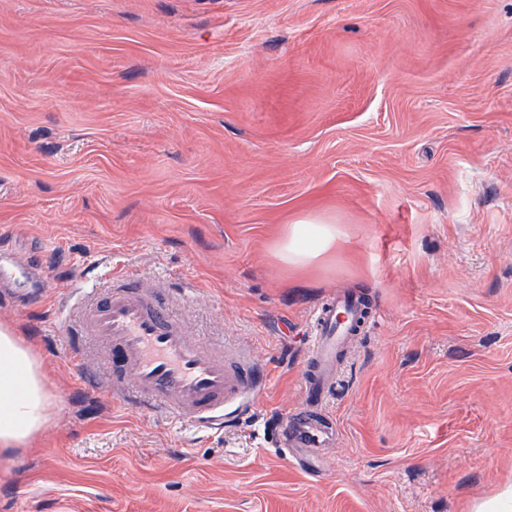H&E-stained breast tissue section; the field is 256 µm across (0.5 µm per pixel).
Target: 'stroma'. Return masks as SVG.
<instances>
[{
    "instance_id": "stroma-1",
    "label": "stroma",
    "mask_w": 512,
    "mask_h": 512,
    "mask_svg": "<svg viewBox=\"0 0 512 512\" xmlns=\"http://www.w3.org/2000/svg\"><path fill=\"white\" fill-rule=\"evenodd\" d=\"M344 243L305 277L285 224ZM0 300L57 408L0 512H470L512 483V0H0ZM198 293L189 324L271 375L219 433L85 386L50 304L104 267ZM369 318L320 412L275 448L330 295ZM336 222L328 216L305 213L286 224L274 246L278 260L292 273H304L336 253L342 243ZM0 281L11 284L19 294H27L33 287V268L15 260L11 254L0 255Z\"/></svg>"
}]
</instances>
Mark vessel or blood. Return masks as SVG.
<instances>
[{"label": "vessel or blood", "instance_id": "vessel-or-blood-1", "mask_svg": "<svg viewBox=\"0 0 512 512\" xmlns=\"http://www.w3.org/2000/svg\"><path fill=\"white\" fill-rule=\"evenodd\" d=\"M0 281L19 294L33 287L29 264L0 255ZM77 303L57 308L56 324L70 352L85 366L84 380L131 411L143 410L198 429H220L227 409L247 410L242 393L267 385L269 377L225 362L224 345L193 337L186 317L197 301L191 288L161 291L140 275L113 274L92 288L76 289ZM178 315H171V308ZM362 302L352 294L315 308L307 329L304 371L306 406L278 431L279 447L296 464L336 441L334 424L313 406L336 385V364L360 330Z\"/></svg>", "mask_w": 512, "mask_h": 512}]
</instances>
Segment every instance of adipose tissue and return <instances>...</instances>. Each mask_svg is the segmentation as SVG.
<instances>
[{"instance_id": "ef3b65f1", "label": "adipose tissue", "mask_w": 512, "mask_h": 512, "mask_svg": "<svg viewBox=\"0 0 512 512\" xmlns=\"http://www.w3.org/2000/svg\"><path fill=\"white\" fill-rule=\"evenodd\" d=\"M341 242L331 217L305 213L286 224L274 253L289 271L303 273L335 253ZM53 416L40 357L11 326L0 324V457L32 448Z\"/></svg>"}]
</instances>
